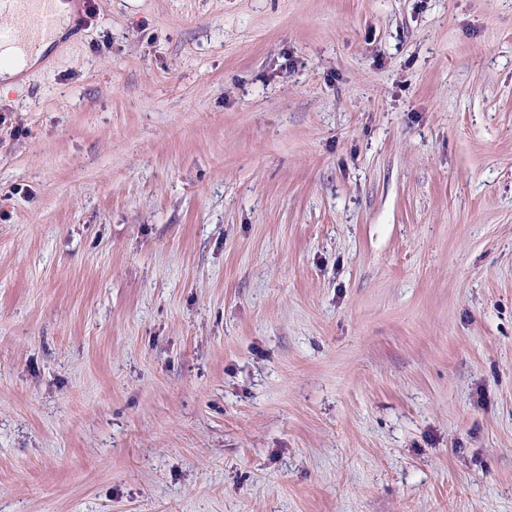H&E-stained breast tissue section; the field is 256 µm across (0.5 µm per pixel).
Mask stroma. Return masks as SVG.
<instances>
[{
	"label": "stroma",
	"mask_w": 512,
	"mask_h": 512,
	"mask_svg": "<svg viewBox=\"0 0 512 512\" xmlns=\"http://www.w3.org/2000/svg\"><path fill=\"white\" fill-rule=\"evenodd\" d=\"M92 5L0 88V512H512V0Z\"/></svg>",
	"instance_id": "35a3bbf8"
}]
</instances>
